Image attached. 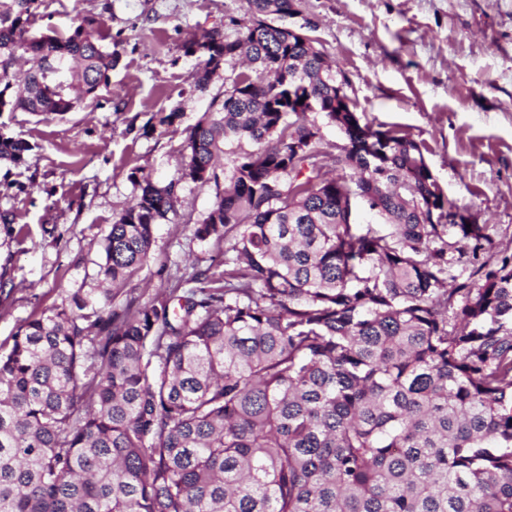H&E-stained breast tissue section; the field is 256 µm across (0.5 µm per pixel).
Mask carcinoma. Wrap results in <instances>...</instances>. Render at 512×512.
Listing matches in <instances>:
<instances>
[{
  "mask_svg": "<svg viewBox=\"0 0 512 512\" xmlns=\"http://www.w3.org/2000/svg\"><path fill=\"white\" fill-rule=\"evenodd\" d=\"M299 2L247 0L235 39L183 45L200 92L229 59L250 70L186 130L178 179H133L100 287L0 354V512H512V253L448 223L420 145L341 104L343 71L288 31ZM37 3L0 0V112H76L117 54L92 16L32 34ZM231 139L255 148L222 189ZM26 150L0 136V159ZM342 162L355 177L328 176ZM183 180L215 186L195 235L224 269L112 308ZM355 197L386 229L350 221Z\"/></svg>",
  "mask_w": 512,
  "mask_h": 512,
  "instance_id": "carcinoma-1",
  "label": "carcinoma"
}]
</instances>
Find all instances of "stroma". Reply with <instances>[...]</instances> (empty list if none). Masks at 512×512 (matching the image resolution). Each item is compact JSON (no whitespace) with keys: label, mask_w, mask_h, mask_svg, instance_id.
I'll return each mask as SVG.
<instances>
[{"label":"stroma","mask_w":512,"mask_h":512,"mask_svg":"<svg viewBox=\"0 0 512 512\" xmlns=\"http://www.w3.org/2000/svg\"><path fill=\"white\" fill-rule=\"evenodd\" d=\"M79 14L103 22L119 55L94 111L0 112V135L30 146L0 160V353L26 319L97 287L99 244L134 204V179L179 180L178 198L113 307L217 253L195 235L216 186L180 181L183 143L243 65L222 64L203 93L183 45L215 29L235 38L246 0H40L30 27L65 30ZM288 23L310 25L344 71L360 122L407 133L444 196L512 249V0H302Z\"/></svg>","instance_id":"35a3bbf8"}]
</instances>
